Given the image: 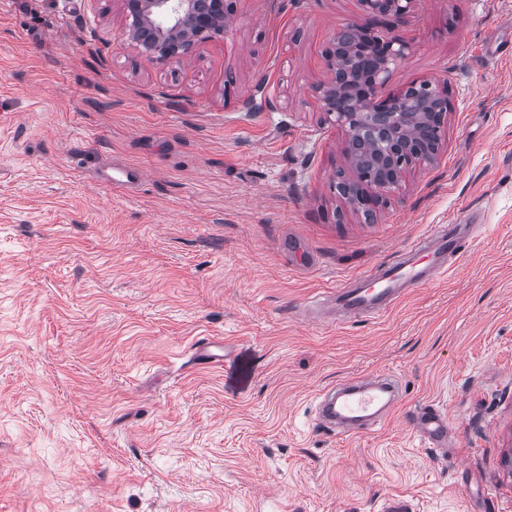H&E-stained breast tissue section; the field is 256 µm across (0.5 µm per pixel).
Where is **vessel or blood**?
Instances as JSON below:
<instances>
[{"label": "vessel or blood", "instance_id": "1", "mask_svg": "<svg viewBox=\"0 0 512 512\" xmlns=\"http://www.w3.org/2000/svg\"><path fill=\"white\" fill-rule=\"evenodd\" d=\"M475 225L464 220L433 225L426 236L379 265L355 285L336 292L341 313L349 318L374 317L386 312L409 289L422 287L447 273L464 244L474 238ZM397 377H355L324 388L316 396V421L339 436L376 430L399 403ZM431 447L446 449L450 428L445 414L429 404L414 408L407 417Z\"/></svg>", "mask_w": 512, "mask_h": 512}]
</instances>
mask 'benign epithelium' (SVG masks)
Masks as SVG:
<instances>
[{
    "label": "benign epithelium",
    "mask_w": 512,
    "mask_h": 512,
    "mask_svg": "<svg viewBox=\"0 0 512 512\" xmlns=\"http://www.w3.org/2000/svg\"><path fill=\"white\" fill-rule=\"evenodd\" d=\"M365 15L391 17L399 21L408 16L415 0H359ZM127 24L126 35L150 63L179 61L196 45L224 34L232 22V0H123ZM375 50L378 61L361 83L360 94L351 89L350 71L344 60L356 51ZM410 52V43L400 38H384L366 24L353 23L336 33L328 52L330 79L317 87L327 120L345 134V157L352 169L351 185L357 194L348 197L356 210L371 218L372 207L381 193L399 187L404 171H395L390 162L397 152L416 146L414 138L427 126L439 134L438 144L446 140L447 112L451 110L446 90L429 86L432 99L405 112L394 110L406 93L401 90L382 98L383 87L393 69ZM378 169L391 174L380 181L368 182L361 173L359 151Z\"/></svg>",
    "instance_id": "benign-epithelium-1"
}]
</instances>
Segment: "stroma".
<instances>
[{"label": "stroma", "instance_id": "1", "mask_svg": "<svg viewBox=\"0 0 512 512\" xmlns=\"http://www.w3.org/2000/svg\"><path fill=\"white\" fill-rule=\"evenodd\" d=\"M235 16L153 65L121 0H0V512H512V0L379 24L411 44L383 93L427 80L451 110L371 224L315 92L358 0ZM461 216L479 241L382 317H304ZM206 339L221 364H195ZM385 372L377 431L316 425L325 386ZM420 404L447 449L407 427ZM410 427L431 446L444 450L448 447L450 428L445 414L429 404L414 408L407 416Z\"/></svg>", "mask_w": 512, "mask_h": 512}]
</instances>
